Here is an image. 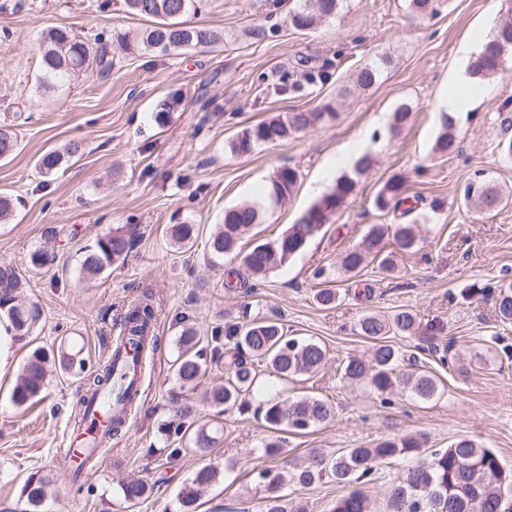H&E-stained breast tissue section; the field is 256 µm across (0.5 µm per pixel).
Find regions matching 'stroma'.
Listing matches in <instances>:
<instances>
[{"label": "stroma", "instance_id": "obj_1", "mask_svg": "<svg viewBox=\"0 0 512 512\" xmlns=\"http://www.w3.org/2000/svg\"><path fill=\"white\" fill-rule=\"evenodd\" d=\"M506 7L505 0H447L440 15L421 19L406 0H346L339 18L302 32L283 23L288 0H203L186 22L217 30L220 42L169 54L115 46L109 74L91 68L46 91L38 81L44 29L65 27L91 40L142 28L144 20L124 0H0V126L21 137L16 153L0 162V193L16 201L11 219L0 223V262L29 272L28 295L42 312L29 337L11 345L12 367L0 376V512H23L20 491L34 474L50 481L45 512H179L177 494L198 460L167 434L173 398L187 396L173 373L176 341L192 327L208 343L246 311L279 319L289 336L320 343L327 356L318 372L287 382L260 371L251 411L198 403V422L223 429L212 457L226 470L196 512H257L264 491L254 473L269 464L260 449L271 432L255 409L274 394L319 397L334 408L313 432L286 434L282 455L297 464L315 448H356L394 435L419 438L427 453L468 436L512 469V325L498 320L492 293L512 284V203L479 215L458 198L478 172L512 192V158L500 148L512 139V71L486 79L484 99L456 116L458 150L435 149L444 119L436 103L460 64L459 48L478 27L494 26ZM384 56L391 63L374 86L352 87L357 69ZM171 97L181 105L158 126L154 116ZM403 104L410 117L391 129ZM327 106L337 119L287 141L247 156L229 148L246 126ZM359 139L369 142L374 165L360 174L343 167L357 188L333 221L266 278L241 271L237 286L226 287L239 258L216 265L207 251L225 209L261 201L273 171L294 167L293 193L268 209L241 248L276 239L333 186L329 160ZM75 141L81 152L66 155ZM53 150L64 159L42 173L36 161ZM397 174L417 206L406 215L381 214L374 197ZM401 222L413 225L419 244L395 250L394 272L371 260L354 273L338 270L339 257L370 225ZM174 224L197 226L192 249L173 244ZM122 226L138 231L128 258L84 278L81 249ZM37 250L53 253L54 264L30 270ZM472 286L479 295L463 297ZM320 288L337 289V306L316 303ZM146 295L157 311L158 347L147 360L139 408L91 480L75 482L58 448L80 377L52 376L41 400L18 407L11 400L17 375L35 347L61 344L79 348L94 371L125 310ZM403 308L414 313L416 332L390 342L441 379L444 394L428 401L399 391L383 401L340 376L347 359L371 356V343L356 331L359 319ZM131 476L154 485L132 509L120 489Z\"/></svg>", "mask_w": 512, "mask_h": 512}]
</instances>
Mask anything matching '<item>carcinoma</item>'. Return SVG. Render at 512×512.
Returning <instances> with one entry per match:
<instances>
[{
  "label": "carcinoma",
  "mask_w": 512,
  "mask_h": 512,
  "mask_svg": "<svg viewBox=\"0 0 512 512\" xmlns=\"http://www.w3.org/2000/svg\"><path fill=\"white\" fill-rule=\"evenodd\" d=\"M344 0H293L285 23L289 27L306 31L317 22L335 19L343 9ZM410 11L420 17L434 16L440 12L445 0H408ZM128 13L150 22L138 38L132 40L124 33L117 35L118 46L129 51L137 47L147 51L168 54L202 44H214L220 36L206 27L189 26L183 18L200 9V0H125ZM44 46V73L41 86L50 89L85 70L88 62H97L99 72L107 74L112 69V56L106 44L90 42L70 31L53 27L42 32ZM512 61V9L501 18L488 41L472 62L470 74L479 80L488 79L500 72L499 59ZM389 64L381 58L362 67L356 76L361 88L374 85ZM337 118V113L325 109L319 112H291L278 115L243 128L231 141V151L248 155L265 143L285 141L316 124ZM16 132L0 128V159L10 157L17 149ZM435 149L451 154L457 149L453 117H444ZM298 181L296 169L288 166L277 168L269 183L266 201L279 204L293 192ZM355 179L343 175L334 186L322 195L303 215L301 221L291 225L286 232L271 242L254 245L242 256V264L256 279L266 277L275 268L298 254L308 239L335 216L354 194ZM466 207L479 214L491 213L503 201L500 191L483 177L468 182L462 190ZM404 195V181L391 177L377 194L375 207L381 212L401 210L410 212L415 205L408 204ZM265 206L262 203L245 204L224 211V223L209 239V251L213 259H222L237 252L241 240L254 225L261 223ZM392 232L393 242L410 250L416 245V237L409 224H395L389 229L382 225L372 227L359 244L340 259V268L354 272L371 257L380 259L387 271L394 268L389 255H383L387 232ZM172 241L182 247L196 241V225L174 224ZM134 238L129 229L117 227L98 238L94 244L84 247L80 272L93 279L115 263L125 260ZM26 278L11 265H0V313L10 324L13 335L23 338L30 334L39 321L38 306L25 300ZM497 317L504 324L512 323V285L501 286L495 294ZM155 319V311L145 299L130 307L123 317V340L136 351H141ZM415 330V317L407 309H399L391 315L365 314L357 324V331L374 343L372 359L368 362L349 359L342 367V379L350 384H364L379 396L408 390L422 400L440 394L437 378L425 370L407 372L401 368L399 351L387 341V336L411 334ZM180 353L175 360V375L181 388L196 389L206 373L208 364L198 349L199 337L192 327L180 334ZM224 344L231 354L224 356L221 348L211 353V360L224 361V384L205 392L206 400L214 407L226 410L242 409L247 405L246 395L253 392L259 372L255 362H264L279 378L286 380L311 375L319 370L326 357V350L317 342L300 340L284 333L275 319L250 318L224 325ZM115 360L105 363L85 379V390L78 400L81 410L88 402L98 400L108 407L128 404L118 396L122 375L114 373ZM85 362L65 350L48 351L35 348L22 365L18 382L13 389L12 401L17 406L26 405L40 396L47 377L54 371L80 375ZM260 412L266 426L276 432L288 431L305 434L328 421L333 415V405L321 398L296 396L280 399L268 398ZM193 407L179 405L175 411L179 423L173 434L188 437L190 450L205 456L216 447L218 430L191 420ZM422 453L421 442L413 436H392L372 446L346 448L330 453L313 451L300 465L286 460L281 465L263 467L255 472V480L264 485L268 495L263 498L261 512H292L288 496L282 489L288 485L308 488L324 479H332L347 489L330 506L329 512H370L369 498L364 485L373 481L378 465L399 456L418 457ZM220 469L207 464L198 468L188 486L181 493V512H195L197 500L219 480ZM49 479L31 476L21 494L26 499L27 512H42L47 498ZM154 485L142 479H130L122 483L123 498L131 505L148 499ZM386 512H512V471H506L495 452L480 446L475 440L459 437L446 448L435 449L429 456L409 465L401 481L395 485L386 501Z\"/></svg>",
  "instance_id": "carcinoma-1"
}]
</instances>
